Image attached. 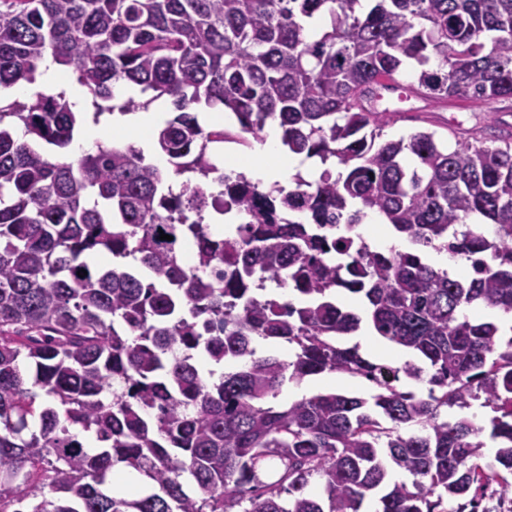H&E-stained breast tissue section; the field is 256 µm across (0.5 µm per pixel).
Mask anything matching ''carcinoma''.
<instances>
[{"mask_svg":"<svg viewBox=\"0 0 512 512\" xmlns=\"http://www.w3.org/2000/svg\"><path fill=\"white\" fill-rule=\"evenodd\" d=\"M48 55L82 105L38 82ZM406 59L434 103L512 100V0H0V88L34 86L0 106V512H360L369 495L375 512L467 497L464 512L509 487L512 336L463 309L512 312V142L382 139L377 97ZM128 84L145 99L119 98ZM163 97L170 168L112 141L52 158ZM201 105L242 132L274 122L289 152L337 171L291 189L226 176L214 157L240 140L201 126ZM231 206L252 219L212 231L210 210ZM370 212L415 249L371 251L355 233ZM428 249L479 275L450 277ZM101 252L112 265L90 270ZM363 323L422 361L398 373L427 397L380 383L379 361L342 341ZM325 372L377 393L267 403ZM478 400L486 426L441 417ZM486 431L497 452L479 464Z\"/></svg>","mask_w":512,"mask_h":512,"instance_id":"1","label":"carcinoma"}]
</instances>
